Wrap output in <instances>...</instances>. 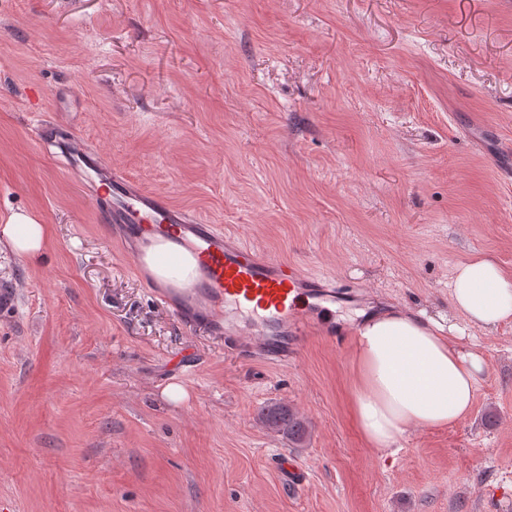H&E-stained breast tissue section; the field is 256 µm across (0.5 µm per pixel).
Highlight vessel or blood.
<instances>
[{"label": "vessel or blood", "instance_id": "b4317fda", "mask_svg": "<svg viewBox=\"0 0 512 512\" xmlns=\"http://www.w3.org/2000/svg\"><path fill=\"white\" fill-rule=\"evenodd\" d=\"M33 134L39 143L56 147L66 169L86 178L103 219L122 225L130 243L162 238L192 254L198 287L184 294L200 296V303L188 308L172 302L169 292L160 294L178 320L222 334L236 353L276 364L287 363L313 329L335 334L332 307L337 295L347 294L346 285L331 286L323 277L301 273L295 264L260 256L217 225L199 223L164 197L143 193L80 137L59 138L50 121L37 123ZM242 310L251 312L257 325L249 340L224 330L225 322Z\"/></svg>", "mask_w": 512, "mask_h": 512}]
</instances>
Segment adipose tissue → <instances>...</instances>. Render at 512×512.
I'll list each match as a JSON object with an SVG mask.
<instances>
[{"label":"adipose tissue","instance_id":"obj_1","mask_svg":"<svg viewBox=\"0 0 512 512\" xmlns=\"http://www.w3.org/2000/svg\"><path fill=\"white\" fill-rule=\"evenodd\" d=\"M0 233L17 255L40 259L46 227L32 215L12 213ZM143 264L156 281L179 288L190 283L196 267L189 252L169 242L149 246ZM450 296L453 310L472 327L489 330L512 318V275L487 257L457 266ZM354 332V413L371 444L387 448L408 428L445 426L468 412L487 361L449 336L443 323L393 310L363 320Z\"/></svg>","mask_w":512,"mask_h":512}]
</instances>
